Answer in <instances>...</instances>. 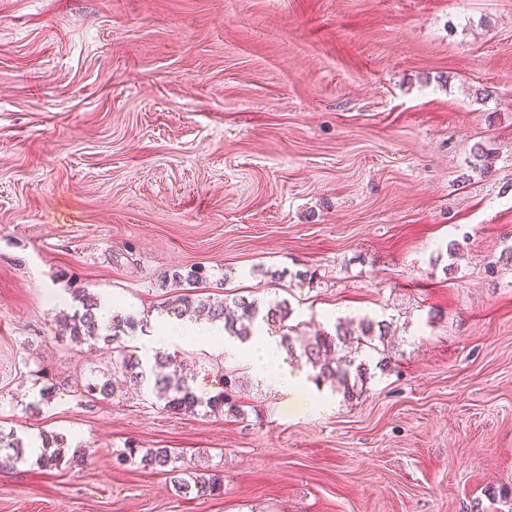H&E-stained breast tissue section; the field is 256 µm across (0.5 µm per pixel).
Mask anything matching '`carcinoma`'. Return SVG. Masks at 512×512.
<instances>
[{
    "instance_id": "cac0c4a2",
    "label": "carcinoma",
    "mask_w": 512,
    "mask_h": 512,
    "mask_svg": "<svg viewBox=\"0 0 512 512\" xmlns=\"http://www.w3.org/2000/svg\"><path fill=\"white\" fill-rule=\"evenodd\" d=\"M207 279V272L200 266H190L172 275L176 285L193 286ZM71 313L54 321L55 335L67 339L74 345L103 341L112 346V366L102 376L88 383L85 397L91 400H110L122 384L150 386L163 402V410L175 414H193L199 407L212 412H221L236 393L245 385L240 377L232 372L220 376L221 389L203 400L192 389L188 378L182 372L176 356L158 351L153 363L143 362L137 355V347L132 345L137 332L147 326L144 320L130 313L113 311L102 312L100 300L86 288L71 289ZM168 311L179 319L188 318L194 322L200 317L210 323H221L230 338L241 342L251 336L250 327L264 324L282 330L280 345L292 358L302 357L311 367L310 379L321 385L334 381L343 387V393L351 395V377L361 379L368 374V364L362 358L367 352L381 355L376 368L385 372L389 368L390 353L394 349L390 337V324L385 320L363 317L355 325L339 322L335 334L318 333L299 341L300 353H295L294 337L287 332L286 321L290 310L284 300L260 306L256 300L238 297L231 301L180 295L168 303ZM66 440L55 434L42 438V451L36 463L45 468L58 466L66 458ZM23 441L14 431H0V462L10 463L23 458ZM123 459L137 460L144 467L163 468L171 475L173 488L179 495L188 497L193 493L221 492L224 490V476L208 468L186 470L182 455L168 448L142 450L133 445L124 452Z\"/></svg>"
}]
</instances>
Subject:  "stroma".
I'll use <instances>...</instances> for the list:
<instances>
[{
	"label": "stroma",
	"mask_w": 512,
	"mask_h": 512,
	"mask_svg": "<svg viewBox=\"0 0 512 512\" xmlns=\"http://www.w3.org/2000/svg\"><path fill=\"white\" fill-rule=\"evenodd\" d=\"M511 252L512 0H0V512H512ZM191 265L299 338L390 322L388 371L288 392L250 343L165 337ZM74 288L198 395L244 377L235 407L82 397L112 349L55 338ZM52 432L89 464L39 467ZM131 440L223 494L118 464ZM23 441L14 431L9 433L0 431V461L1 464L15 462L23 458ZM123 460H139L143 467L166 468L164 471L171 475L173 488L179 495L188 497L209 491L224 490V476L207 468L186 470L183 467L182 455L169 448H149L142 450L132 444L126 449ZM188 478H187V477Z\"/></svg>",
	"instance_id": "obj_1"
}]
</instances>
